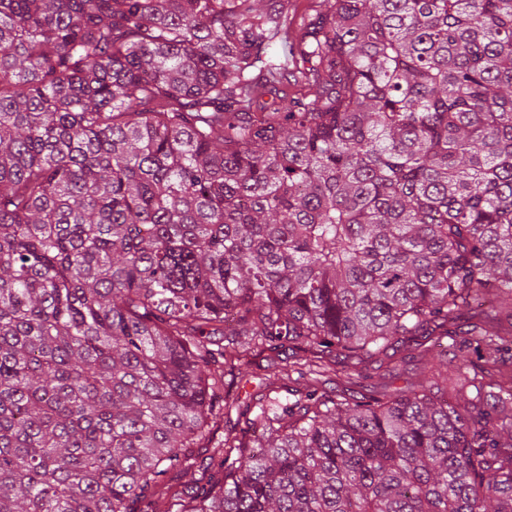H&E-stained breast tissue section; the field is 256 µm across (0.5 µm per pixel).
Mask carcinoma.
<instances>
[{
	"instance_id": "obj_1",
	"label": "carcinoma",
	"mask_w": 512,
	"mask_h": 512,
	"mask_svg": "<svg viewBox=\"0 0 512 512\" xmlns=\"http://www.w3.org/2000/svg\"><path fill=\"white\" fill-rule=\"evenodd\" d=\"M487 297L512 0H318L299 33L284 0H0V512H512ZM421 337L482 363L323 390ZM286 348L241 408L226 372ZM192 448L222 478L185 500Z\"/></svg>"
}]
</instances>
